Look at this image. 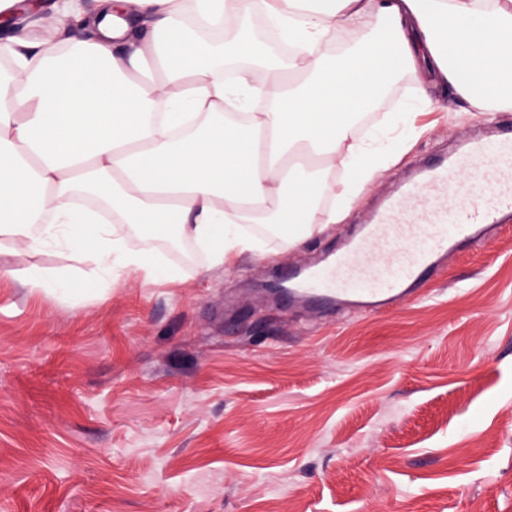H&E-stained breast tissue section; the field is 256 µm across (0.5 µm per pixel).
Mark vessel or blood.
Here are the masks:
<instances>
[{"label":"vessel or blood","mask_w":512,"mask_h":512,"mask_svg":"<svg viewBox=\"0 0 512 512\" xmlns=\"http://www.w3.org/2000/svg\"><path fill=\"white\" fill-rule=\"evenodd\" d=\"M506 211H512V129L473 140L462 158L405 182L342 251L297 273L295 293L382 310L416 295L443 256L470 244Z\"/></svg>","instance_id":"1"}]
</instances>
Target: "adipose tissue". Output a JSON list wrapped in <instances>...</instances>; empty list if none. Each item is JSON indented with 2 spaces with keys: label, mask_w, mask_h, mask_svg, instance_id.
Wrapping results in <instances>:
<instances>
[{
  "label": "adipose tissue",
  "mask_w": 512,
  "mask_h": 512,
  "mask_svg": "<svg viewBox=\"0 0 512 512\" xmlns=\"http://www.w3.org/2000/svg\"><path fill=\"white\" fill-rule=\"evenodd\" d=\"M248 17L277 23L287 78L254 79L274 60ZM38 25L0 80V256L31 259L52 229L73 264L0 276L60 299L124 274L180 279L130 247L143 233L221 267L340 223L384 161L350 139L352 119L401 67L428 61L462 102L512 111V0H98ZM340 29L350 51L327 53Z\"/></svg>",
  "instance_id": "1"
}]
</instances>
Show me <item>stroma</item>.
Returning a JSON list of instances; mask_svg holds the SVG:
<instances>
[{
	"label": "stroma",
	"mask_w": 512,
	"mask_h": 512,
	"mask_svg": "<svg viewBox=\"0 0 512 512\" xmlns=\"http://www.w3.org/2000/svg\"><path fill=\"white\" fill-rule=\"evenodd\" d=\"M426 88L347 217L219 268L184 240L131 239L179 267L62 301L0 278V512H512V213L442 258L424 296L345 313L273 295L357 235L424 159L512 126L426 67Z\"/></svg>",
	"instance_id": "35a3bbf8"
}]
</instances>
